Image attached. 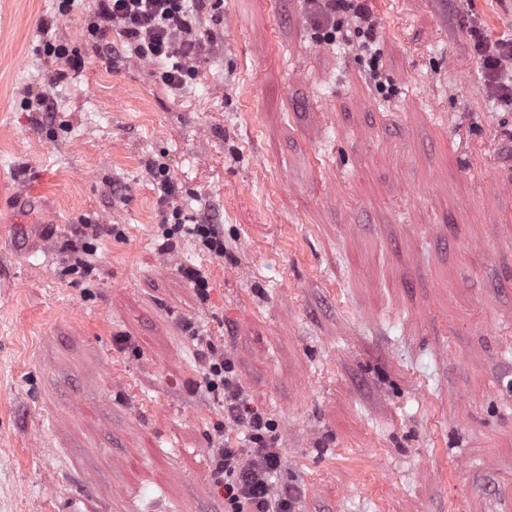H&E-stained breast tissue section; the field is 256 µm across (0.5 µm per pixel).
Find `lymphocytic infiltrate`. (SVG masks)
I'll return each instance as SVG.
<instances>
[{
  "label": "lymphocytic infiltrate",
  "instance_id": "f902f5d3",
  "mask_svg": "<svg viewBox=\"0 0 512 512\" xmlns=\"http://www.w3.org/2000/svg\"><path fill=\"white\" fill-rule=\"evenodd\" d=\"M308 20L323 39H335L345 18H355L360 49L370 65H378L373 49L375 24L366 0H307ZM207 0H96L87 32L101 47L118 31L132 54L140 59L170 61L160 74L169 89H181L199 73L198 65L212 51L211 41L196 34L199 14ZM472 47L480 60L484 94L497 103L512 105V39H494L478 19L467 23ZM197 357L204 364L205 389L224 406V422L214 428L221 443L212 458V477L224 487L225 512H295L297 490L276 487L283 468L278 426L245 400L232 359L205 337L197 339ZM235 431V441L225 439Z\"/></svg>",
  "mask_w": 512,
  "mask_h": 512
}]
</instances>
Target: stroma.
I'll return each mask as SVG.
<instances>
[{"label":"stroma","mask_w":512,"mask_h":512,"mask_svg":"<svg viewBox=\"0 0 512 512\" xmlns=\"http://www.w3.org/2000/svg\"><path fill=\"white\" fill-rule=\"evenodd\" d=\"M368 4L383 87L305 0H219L171 91L94 0H0V512H224L199 336L296 512H512V108L466 32L512 0ZM185 233L196 237L202 245L218 257L224 255V236L218 224H183Z\"/></svg>","instance_id":"1"}]
</instances>
